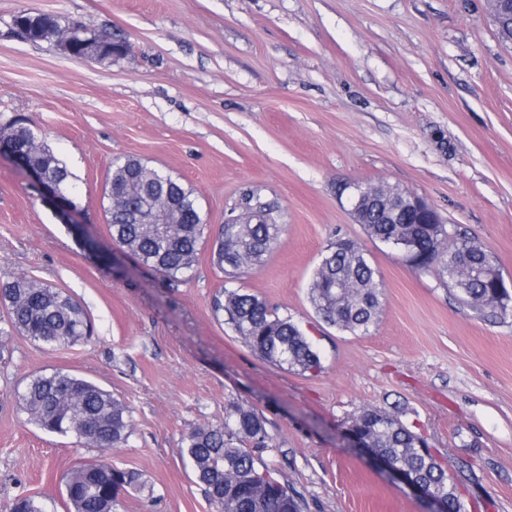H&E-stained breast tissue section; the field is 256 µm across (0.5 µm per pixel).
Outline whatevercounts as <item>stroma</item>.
<instances>
[{"instance_id": "35a3bbf8", "label": "stroma", "mask_w": 512, "mask_h": 512, "mask_svg": "<svg viewBox=\"0 0 512 512\" xmlns=\"http://www.w3.org/2000/svg\"><path fill=\"white\" fill-rule=\"evenodd\" d=\"M118 33L100 64L17 36L20 12ZM27 115L73 174V223L0 156V278L49 282L87 311L89 342L50 349L0 309V512L22 493L69 512L66 473L98 449L38 429L19 404L32 375L63 370L133 411L112 464L155 488L117 512H216L183 457L194 428L233 405L262 415L260 452L310 512H428L347 440L367 408L398 414L442 460L466 463L472 512H512V318L476 317L356 224L338 187L418 194L497 257L512 287V45L486 0H0V128ZM134 156L191 186L208 241L170 284L113 241L102 200L113 161ZM285 229L239 280L310 336L319 374L255 354L213 302L209 243L246 190ZM358 242L379 272L370 333L324 323L308 296L330 241Z\"/></svg>"}]
</instances>
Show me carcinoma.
Masks as SVG:
<instances>
[{"mask_svg": "<svg viewBox=\"0 0 512 512\" xmlns=\"http://www.w3.org/2000/svg\"><path fill=\"white\" fill-rule=\"evenodd\" d=\"M502 0H488L500 38L512 34V9ZM16 143L40 156L70 187V173L39 140L35 130L14 122L0 128V141ZM105 217L112 238L142 265L172 284L193 271L203 245L205 219L193 188L162 168L129 157L112 164L105 184ZM161 214L168 224L128 222L130 209ZM253 221L245 213L240 224H224L212 248L215 264L224 272V300L215 311L245 344L272 364L305 373L321 372L319 353L300 327L281 316L256 294L233 287L247 270L262 263L278 244L285 224L270 207ZM368 236L406 246L401 258L420 274H434L448 283L463 306L483 318L504 320L512 308L498 297L496 276L502 274L496 256L459 230L426 224L416 212L395 205L382 208L364 225ZM379 272L362 246L346 238L329 243L321 254L310 285V301L327 324L352 334H365L377 323L383 289ZM0 304L12 326L48 348L73 346L88 340L92 324L82 305L48 283L25 276L0 279ZM28 421L60 435H72L101 455L71 469L65 477L67 501L73 512H114L119 498L134 491L153 492L144 475L112 467L106 451L125 448L133 435L130 407L111 392L84 378L56 370L30 378L19 396ZM349 429L368 437L376 453L403 468L428 493L455 507L457 471L427 451L426 440L405 425L399 415L381 408L363 411ZM265 421L250 405H235L224 424L204 426L184 438V456L206 497L217 512H308L306 497L277 478L276 469L255 455L269 447ZM10 512H48L37 495L21 494Z\"/></svg>", "mask_w": 512, "mask_h": 512, "instance_id": "cac0c4a2", "label": "carcinoma"}]
</instances>
